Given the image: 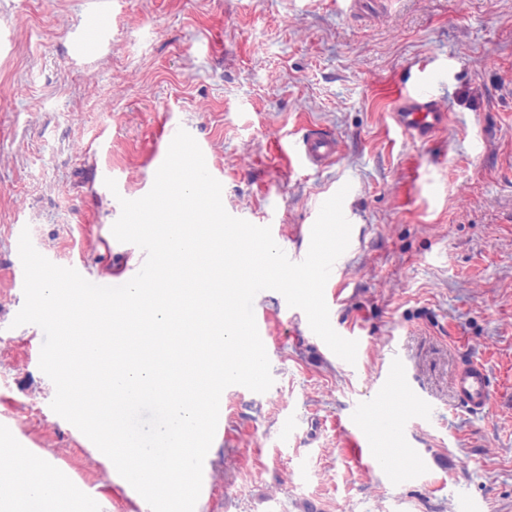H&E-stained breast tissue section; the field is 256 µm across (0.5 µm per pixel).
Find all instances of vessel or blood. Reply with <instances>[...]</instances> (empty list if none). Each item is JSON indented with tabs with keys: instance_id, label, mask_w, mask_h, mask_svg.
<instances>
[{
	"instance_id": "obj_1",
	"label": "vessel or blood",
	"mask_w": 512,
	"mask_h": 512,
	"mask_svg": "<svg viewBox=\"0 0 512 512\" xmlns=\"http://www.w3.org/2000/svg\"><path fill=\"white\" fill-rule=\"evenodd\" d=\"M392 98L391 118L395 127L416 141L430 142L448 124V114L434 98L428 82L411 87L397 86ZM273 151L287 158L289 168L319 170L335 161L340 145L332 132L313 127L288 146H274ZM454 389L462 407L476 415L484 413L492 399V385L483 361L465 359L454 379ZM346 429L352 436L350 453L354 458L364 460L371 468H388L387 457L368 452L367 436L355 421H348Z\"/></svg>"
}]
</instances>
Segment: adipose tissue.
<instances>
[{
    "mask_svg": "<svg viewBox=\"0 0 512 512\" xmlns=\"http://www.w3.org/2000/svg\"><path fill=\"white\" fill-rule=\"evenodd\" d=\"M31 473V478L16 484L13 491L0 495V512H30L34 502L46 505L48 512H73L70 500L61 491L57 470L39 462L32 465Z\"/></svg>",
    "mask_w": 512,
    "mask_h": 512,
    "instance_id": "ef3b65f1",
    "label": "adipose tissue"
}]
</instances>
